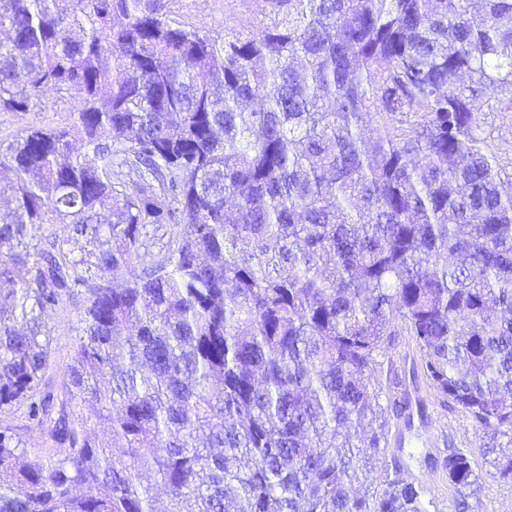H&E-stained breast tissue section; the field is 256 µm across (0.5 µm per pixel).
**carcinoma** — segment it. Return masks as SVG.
Returning a JSON list of instances; mask_svg holds the SVG:
<instances>
[{"label":"carcinoma","mask_w":512,"mask_h":512,"mask_svg":"<svg viewBox=\"0 0 512 512\" xmlns=\"http://www.w3.org/2000/svg\"><path fill=\"white\" fill-rule=\"evenodd\" d=\"M211 34L166 0H0V512H429L388 447L378 356L401 327L512 481V0H268ZM61 224L63 233L48 227ZM85 304L65 398L45 314ZM120 443L123 456H112ZM440 467L482 479L448 446ZM70 122L68 105L54 94H46L32 112L20 116L15 112H0V142L7 144L20 134L24 126L62 127ZM0 424L10 425L16 430V433L22 439L28 448H52V441L35 425L27 419L23 410H18L14 414L0 415Z\"/></svg>","instance_id":"cac0c4a2"}]
</instances>
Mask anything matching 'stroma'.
<instances>
[{
  "label": "stroma",
  "mask_w": 512,
  "mask_h": 512,
  "mask_svg": "<svg viewBox=\"0 0 512 512\" xmlns=\"http://www.w3.org/2000/svg\"><path fill=\"white\" fill-rule=\"evenodd\" d=\"M169 7L174 19L210 33L227 29L253 33L267 20L265 0H170ZM69 121L67 105L48 94L32 112L23 115L0 112V142L13 140L27 126L62 127ZM83 304V293L71 292L63 295L58 306L48 311L45 318L52 338L45 379L58 401L64 398L63 370L73 353ZM419 363L416 342L403 331L379 358L374 372L379 386H387L394 376L405 377L411 402L423 405L427 417L408 425L395 414H388V446L374 469L361 475L355 484L356 490H381L391 461L396 458L405 475L418 479L425 486L429 512H456L458 493L449 485L446 474L435 465L452 444L468 451L473 469L483 476L481 488L473 500L474 512H512V482H502L485 474L483 448L491 439L490 432L476 428L462 410L444 406Z\"/></svg>",
  "instance_id": "stroma-1"
}]
</instances>
